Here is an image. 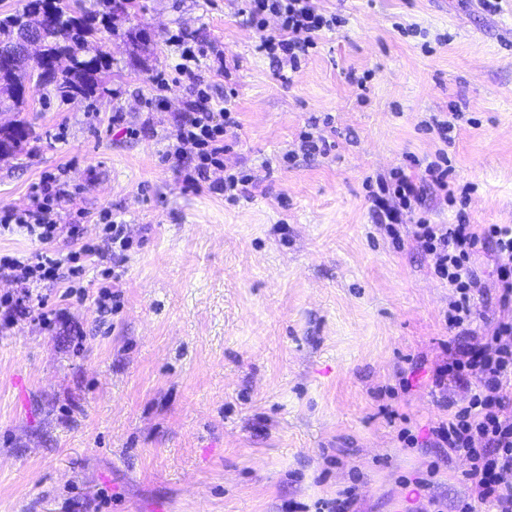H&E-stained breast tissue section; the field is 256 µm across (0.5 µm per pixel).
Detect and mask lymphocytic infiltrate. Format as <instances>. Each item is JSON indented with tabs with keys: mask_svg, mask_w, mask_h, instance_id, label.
Returning a JSON list of instances; mask_svg holds the SVG:
<instances>
[{
	"mask_svg": "<svg viewBox=\"0 0 512 512\" xmlns=\"http://www.w3.org/2000/svg\"><path fill=\"white\" fill-rule=\"evenodd\" d=\"M241 14L260 31L257 49L277 66L275 75L285 85L291 84L302 57L315 46L317 38L336 29L337 15L324 12L316 0H242ZM276 18L279 28L267 33L268 18ZM197 54L184 47L183 61L177 69L189 86L196 89L198 100L190 104L174 138L179 147L174 157L187 184L222 194L225 200L238 201L253 194L257 182L246 175L225 173L210 179V172L223 170L228 150L226 135L237 128L232 105L213 112L205 107L207 96L204 79L191 63ZM195 150L194 164L183 163L182 146ZM451 166L445 154L429 161L421 176L393 170L379 179L373 198L377 223L386 225L391 235L407 236L434 259L435 275L452 290L447 321L460 329L461 339L449 342L445 360L430 368L432 392L438 394L445 409L428 428L427 445L445 448L465 458L469 467L462 474L468 488L459 499L455 512H477L480 504L494 507L495 512H512V318L499 319L494 326L477 330L473 324L476 300L481 293L480 278L471 263L484 246H491L499 281L498 301L501 310L512 311V227L501 224H433L419 211L427 190H436L440 199L454 197L456 188L450 180ZM67 181L52 179L33 186L28 207L21 211H0V228L14 227L41 242L48 243L60 235L77 238L78 228L62 223L54 209L55 202L69 197ZM79 252L64 256L45 255L37 261L16 256L0 257V274L29 284L60 279L63 272L78 274ZM463 386L470 394L465 404L449 401L448 389Z\"/></svg>",
	"mask_w": 512,
	"mask_h": 512,
	"instance_id": "obj_1",
	"label": "lymphocytic infiltrate"
}]
</instances>
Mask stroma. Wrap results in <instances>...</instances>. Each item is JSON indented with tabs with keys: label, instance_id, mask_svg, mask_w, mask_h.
Returning a JSON list of instances; mask_svg holds the SVG:
<instances>
[{
	"label": "stroma",
	"instance_id": "1",
	"mask_svg": "<svg viewBox=\"0 0 512 512\" xmlns=\"http://www.w3.org/2000/svg\"><path fill=\"white\" fill-rule=\"evenodd\" d=\"M99 36L112 75L93 96L32 93L36 137L0 161V208L59 176L58 208L98 241L102 212L132 246L41 285L57 316L0 322V512H409L406 482L455 504L465 459L414 447L443 409L428 367L454 337L451 290L419 244L374 223L377 177L447 153L465 201L428 217L512 225V0H319L322 34L292 85L256 46L236 0H137ZM201 52L210 104L234 93L224 163L264 192L230 204L183 182L168 157L194 95L173 35ZM239 66L220 74L216 51ZM457 107L450 141L424 122ZM122 113V125L112 122ZM325 156L286 159L310 122ZM14 232L0 255L74 250ZM478 325L501 316L492 251L475 259ZM116 273L112 311L95 299ZM410 390H403L402 378Z\"/></svg>",
	"mask_w": 512,
	"mask_h": 512
}]
</instances>
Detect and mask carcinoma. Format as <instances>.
<instances>
[{"mask_svg":"<svg viewBox=\"0 0 512 512\" xmlns=\"http://www.w3.org/2000/svg\"><path fill=\"white\" fill-rule=\"evenodd\" d=\"M39 0H29L19 14L0 18V48L16 47L26 33L38 42L34 55L14 67H0V95L11 102L16 112L26 110L27 96L33 88H51L63 100L88 98L109 75V53L99 44L95 17L82 13L77 0H49L39 28L28 31L30 17ZM101 22L112 29V18L133 8V0H100ZM33 138L29 122L14 119L0 127V159L15 156Z\"/></svg>","mask_w":512,"mask_h":512,"instance_id":"cac0c4a2","label":"carcinoma"}]
</instances>
